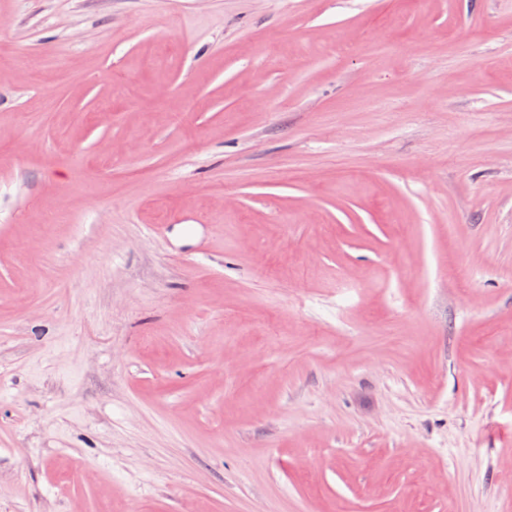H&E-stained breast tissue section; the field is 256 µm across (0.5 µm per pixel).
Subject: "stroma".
<instances>
[{
	"instance_id": "35a3bbf8",
	"label": "stroma",
	"mask_w": 512,
	"mask_h": 512,
	"mask_svg": "<svg viewBox=\"0 0 512 512\" xmlns=\"http://www.w3.org/2000/svg\"><path fill=\"white\" fill-rule=\"evenodd\" d=\"M0 512H512V0H0Z\"/></svg>"
}]
</instances>
